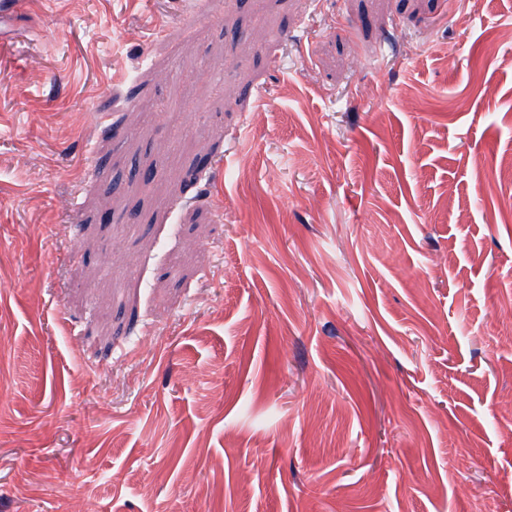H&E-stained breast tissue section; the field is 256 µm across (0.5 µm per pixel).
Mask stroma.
<instances>
[{"label": "stroma", "mask_w": 512, "mask_h": 512, "mask_svg": "<svg viewBox=\"0 0 512 512\" xmlns=\"http://www.w3.org/2000/svg\"><path fill=\"white\" fill-rule=\"evenodd\" d=\"M16 27L0 512H512V0Z\"/></svg>", "instance_id": "35a3bbf8"}]
</instances>
